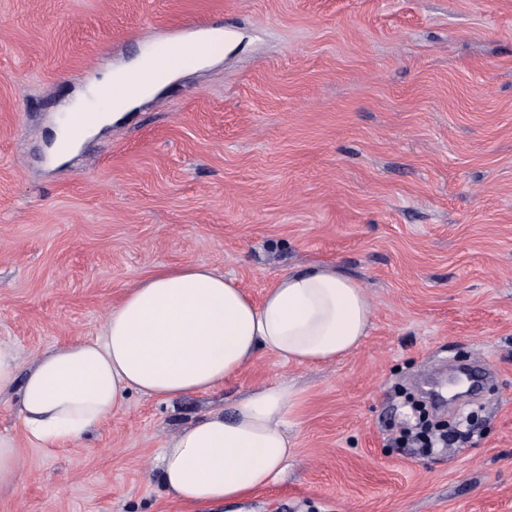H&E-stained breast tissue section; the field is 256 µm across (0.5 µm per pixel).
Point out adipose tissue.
Segmentation results:
<instances>
[{"instance_id":"adipose-tissue-1","label":"adipose tissue","mask_w":512,"mask_h":512,"mask_svg":"<svg viewBox=\"0 0 512 512\" xmlns=\"http://www.w3.org/2000/svg\"><path fill=\"white\" fill-rule=\"evenodd\" d=\"M182 47L180 63L99 112L103 126L180 72L207 62ZM373 307L361 282L319 262L279 276L261 299L200 263L161 265L109 310L99 337H78L20 372L0 344V392L19 391V427L42 448L82 440L119 412L129 395L162 401L214 391L265 351L297 365L334 362L367 336ZM300 392L278 382L255 388L167 440L160 480L188 506L246 501L272 483L292 454L290 415Z\"/></svg>"}]
</instances>
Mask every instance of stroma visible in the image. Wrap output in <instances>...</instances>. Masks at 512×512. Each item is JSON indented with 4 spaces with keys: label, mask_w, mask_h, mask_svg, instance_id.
Masks as SVG:
<instances>
[{
    "label": "stroma",
    "mask_w": 512,
    "mask_h": 512,
    "mask_svg": "<svg viewBox=\"0 0 512 512\" xmlns=\"http://www.w3.org/2000/svg\"><path fill=\"white\" fill-rule=\"evenodd\" d=\"M204 29L219 59L51 159L77 92ZM188 262L256 299L336 264L369 334L333 363L262 352L208 394L130 395L67 448L20 442L0 512H184L146 461L283 380L287 469L195 512H512V0H0V342L29 368ZM442 364L492 370L470 431L395 447L403 392Z\"/></svg>",
    "instance_id": "35a3bbf8"
}]
</instances>
